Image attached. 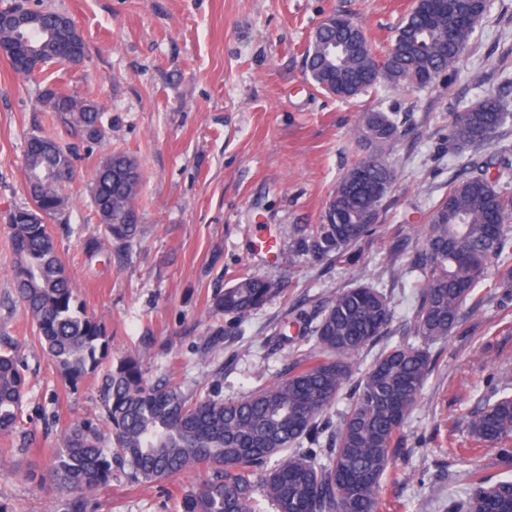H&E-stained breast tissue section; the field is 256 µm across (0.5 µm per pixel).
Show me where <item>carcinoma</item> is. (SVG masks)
<instances>
[{
	"label": "carcinoma",
	"mask_w": 512,
	"mask_h": 512,
	"mask_svg": "<svg viewBox=\"0 0 512 512\" xmlns=\"http://www.w3.org/2000/svg\"><path fill=\"white\" fill-rule=\"evenodd\" d=\"M484 13L475 0H448V9L433 17L416 6L398 27L395 50L383 59L358 26L338 15L336 26L319 28L309 40V75L343 100L385 85L424 88L450 79ZM0 52L30 78L51 63H80L86 46L74 25L41 11L24 30L0 28ZM44 103L70 136L96 142L104 137L105 113L95 101L47 93ZM511 118L502 98L487 93L451 116L448 137L463 145H490ZM399 134L395 113H361L353 136L375 154L341 177L316 225L313 252L344 257L377 231L396 180L381 151ZM25 173L32 206L6 217L15 253L13 286L34 337L63 382L75 389L112 358V334L79 308L47 224L68 209L72 155L50 137L33 136ZM141 182L131 156L108 152L100 158L91 186L100 236L86 240L87 252L128 245L141 236ZM510 182L512 160L505 149L470 157L464 173L448 183L425 225L423 247L409 263L422 274L410 318L415 341L384 348L362 374L356 371L357 356L382 341L393 322L388 298L368 283L336 292L311 312L299 311L294 325L311 335L313 352L239 400L152 383L140 353L119 359L106 377L104 426L76 419L52 449L42 481L58 497L60 512H88L93 494L112 481L114 465L128 467L136 482L153 484L205 469L206 477L184 496L180 512H259L261 499L276 512H378L398 432L433 371L431 346L460 332L464 308L480 310L485 296L479 284L512 295ZM272 292L268 279L244 273L215 290L211 307L242 322ZM27 385L16 350H0L1 436L20 427ZM344 392L348 407L332 425L325 413ZM463 423L475 443L512 453V395L482 397ZM273 457L277 464L269 469ZM471 476L450 512H512L511 478L486 475L475 461Z\"/></svg>",
	"instance_id": "obj_1"
}]
</instances>
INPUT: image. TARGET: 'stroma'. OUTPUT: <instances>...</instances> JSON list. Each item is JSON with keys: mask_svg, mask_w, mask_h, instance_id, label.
<instances>
[{"mask_svg": "<svg viewBox=\"0 0 512 512\" xmlns=\"http://www.w3.org/2000/svg\"><path fill=\"white\" fill-rule=\"evenodd\" d=\"M68 17L87 49L74 67L45 66L18 77L0 54V217L30 205L25 153L31 135L73 149L72 205L49 228L70 269L79 301L112 333V355L144 351L153 382L186 383L238 400L280 377L311 349L280 330L298 307L370 283L394 309L387 344L408 341L418 273L387 260L392 247L420 250L433 206L474 152L448 137V118L489 91L512 111V0H489L452 80L400 86L340 100L318 89L305 51L325 17H349L377 55H385L413 0H23ZM87 96L106 116L98 143L57 127L45 91ZM396 113L401 134L382 156L397 174L379 218L382 234L354 257L307 249L340 177L366 156L351 131L359 113ZM138 162L143 233L121 264L89 257L99 234L90 184L109 151ZM11 233L0 220V347L22 356L30 383L20 432L0 435V503L12 512H56L41 474L50 450L80 417L103 413L104 373L65 389L32 340L11 279ZM271 280L273 296L239 328L211 314L215 289L243 273ZM485 293L464 331L434 345L435 368L420 404L399 431L379 512H448L467 488L471 460L491 475H512V456L476 447L462 423L491 391L512 393V306ZM200 478L193 472L154 485L113 469L94 497L95 512H179Z\"/></svg>", "mask_w": 512, "mask_h": 512, "instance_id": "1", "label": "stroma"}]
</instances>
